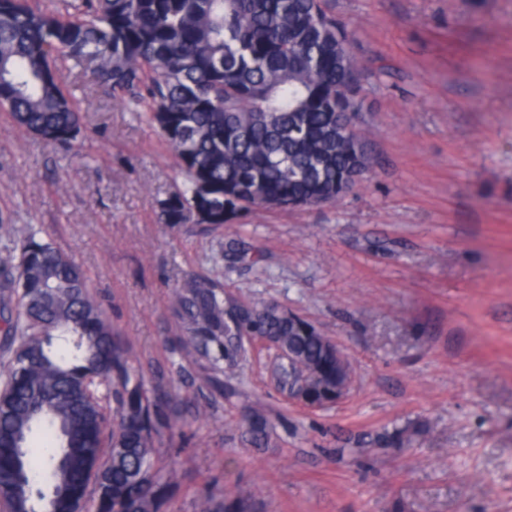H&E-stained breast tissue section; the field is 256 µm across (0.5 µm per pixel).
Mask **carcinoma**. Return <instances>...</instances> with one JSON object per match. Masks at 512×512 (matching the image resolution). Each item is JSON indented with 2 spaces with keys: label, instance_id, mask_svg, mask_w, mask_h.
<instances>
[{
  "label": "carcinoma",
  "instance_id": "obj_1",
  "mask_svg": "<svg viewBox=\"0 0 512 512\" xmlns=\"http://www.w3.org/2000/svg\"><path fill=\"white\" fill-rule=\"evenodd\" d=\"M330 0H0V110L21 129L69 149L82 129L64 88L90 73L133 104L176 155L184 187L160 201L165 224H229L251 209L339 202L374 165L365 132L349 134L367 67ZM186 353L211 385L239 376L249 348L270 339L283 389L323 409L347 388L351 364L309 320L248 303L220 280L192 276L172 292ZM0 509L162 512L171 486L156 455L173 417L130 363L85 270L29 231L0 259ZM112 406V431L105 409ZM266 445L265 415H242ZM45 445L30 456L28 440ZM198 512H246L203 495Z\"/></svg>",
  "mask_w": 512,
  "mask_h": 512
}]
</instances>
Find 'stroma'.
I'll use <instances>...</instances> for the list:
<instances>
[{"label":"stroma","mask_w":512,"mask_h":512,"mask_svg":"<svg viewBox=\"0 0 512 512\" xmlns=\"http://www.w3.org/2000/svg\"><path fill=\"white\" fill-rule=\"evenodd\" d=\"M367 70L358 127L376 163L337 204L230 224L160 223L171 149L93 81L81 154L0 112V216L82 266L131 363L176 411L163 512L202 491L248 512H512V0H332ZM245 243L259 265L228 266ZM274 301L335 340L351 394L322 411L251 356L223 393L181 347L190 275ZM273 424L246 440L243 411Z\"/></svg>","instance_id":"obj_1"}]
</instances>
